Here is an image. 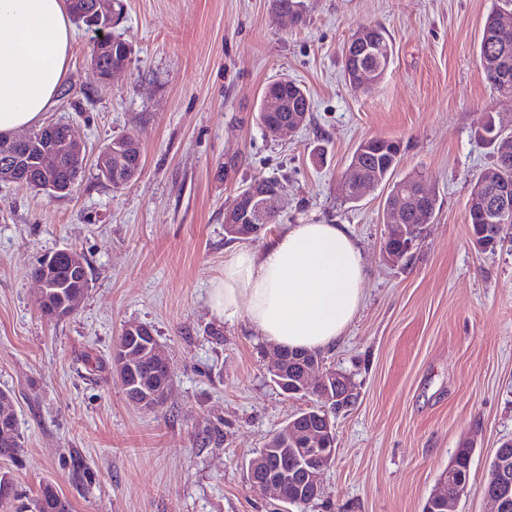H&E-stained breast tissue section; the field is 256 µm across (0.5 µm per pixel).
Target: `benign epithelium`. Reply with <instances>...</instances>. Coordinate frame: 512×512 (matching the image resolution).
<instances>
[{
	"label": "benign epithelium",
	"instance_id": "obj_1",
	"mask_svg": "<svg viewBox=\"0 0 512 512\" xmlns=\"http://www.w3.org/2000/svg\"><path fill=\"white\" fill-rule=\"evenodd\" d=\"M85 19L92 27L110 28L117 24L118 17L113 13L112 0H93ZM500 40L507 44L512 41V13L502 12L497 20ZM286 109L278 88L270 86L265 89L262 111L276 114ZM304 123V115L293 113L291 118L271 126L268 133L278 137L285 132L298 129ZM0 182L14 183L17 167L32 164L41 174L42 182L38 189L51 194L61 193L57 185L56 174L63 164L82 168L86 164L84 142L79 131L71 124L51 122L38 130H33L22 137L0 135ZM141 149L138 140L124 147H108L97 158L100 173L109 174L112 166L120 161L124 153L130 154ZM487 183L492 186L493 194L483 207L487 221L481 236H494L497 224L512 219V184L502 180L498 171L489 173ZM283 186L271 179L267 181L262 192L256 191L252 182L243 188L233 205L224 213V230L230 234L251 237L259 235L266 228L263 224L265 212L280 209ZM409 198L395 190L391 194L388 210L394 221L386 224L387 231L402 232V250L410 252L416 245L417 238L412 233L413 224L401 223L402 208ZM41 271L37 282L40 285V300L45 308L53 314L67 317L75 312L85 295V291L64 288L59 285L57 253H52L40 261ZM287 352L277 351L276 368L273 378L280 383L282 391L288 395L295 393H313L321 402L316 411L315 421L307 426L292 420L285 425V431L301 438L308 448L320 450L315 463L305 464L298 452L290 453L286 448L271 450V456L261 460L262 470L251 481V487L259 491H271L277 499L286 504L291 501L284 493L290 482L299 481L308 490L319 493L322 488L324 470L333 462L336 455V429L332 414L336 407L351 392L356 391L352 378L342 372L324 367L322 359L312 358L302 366V372L293 382L283 378ZM113 364L116 375L123 389L135 397L136 407L150 410L155 407L159 395L170 383L172 365L157 337L153 332L138 322L124 325L119 343L113 350ZM15 418L8 399H0V436L9 440L13 437L12 423ZM466 485L454 480L442 481L441 488L431 494L440 512H451L450 504L461 497ZM496 505V512H512V475L508 470L501 471L497 488L488 493Z\"/></svg>",
	"mask_w": 512,
	"mask_h": 512
}]
</instances>
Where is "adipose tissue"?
<instances>
[{
    "label": "adipose tissue",
    "instance_id": "1",
    "mask_svg": "<svg viewBox=\"0 0 512 512\" xmlns=\"http://www.w3.org/2000/svg\"><path fill=\"white\" fill-rule=\"evenodd\" d=\"M72 41L65 0H0V133L41 121ZM364 278L345 225L288 224L263 249L228 252L209 303L218 319H244L278 347L323 352L345 336L364 301Z\"/></svg>",
    "mask_w": 512,
    "mask_h": 512
}]
</instances>
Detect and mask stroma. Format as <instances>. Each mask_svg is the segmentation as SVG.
Returning <instances> with one entry per match:
<instances>
[{
	"label": "stroma",
	"mask_w": 512,
	"mask_h": 512,
	"mask_svg": "<svg viewBox=\"0 0 512 512\" xmlns=\"http://www.w3.org/2000/svg\"><path fill=\"white\" fill-rule=\"evenodd\" d=\"M493 0H308L305 25L270 0H123L115 27L131 62L105 84L90 68L92 34L74 24L68 71L46 119L74 125L87 164L56 197L0 183V391L13 401L24 453L0 459L17 490L52 481L71 512H274L247 465L311 397L271 381L273 353L244 320L211 312L208 288L232 245L224 213L257 176L283 185L279 221L342 224L366 266L364 302L325 367L357 385L335 418L336 457L322 494L291 512H424L461 441L475 439L469 491L456 512H493L483 486L512 439V237L481 251L467 201L493 158L484 113L512 126V97L489 88L478 60ZM366 25L393 44L372 91L342 73L344 44ZM301 83L309 122L283 138L258 124L263 89ZM137 136L143 171L129 187L99 178L96 157ZM401 144L398 176L423 172L437 198L408 261L385 260L390 216L380 186L345 201L361 141ZM323 148L324 164L310 154ZM74 248L89 263L78 311L47 321L30 271ZM152 327L172 362L171 392L132 407L112 366L127 322ZM82 459L87 477L72 476Z\"/></svg>",
	"instance_id": "35a3bbf8"
}]
</instances>
